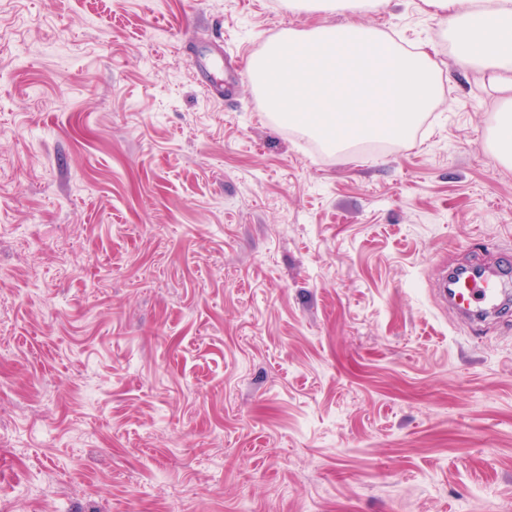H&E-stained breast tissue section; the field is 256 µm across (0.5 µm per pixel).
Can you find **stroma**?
I'll use <instances>...</instances> for the list:
<instances>
[{
    "instance_id": "1",
    "label": "stroma",
    "mask_w": 512,
    "mask_h": 512,
    "mask_svg": "<svg viewBox=\"0 0 512 512\" xmlns=\"http://www.w3.org/2000/svg\"><path fill=\"white\" fill-rule=\"evenodd\" d=\"M341 15L280 0H0V512H512L496 101L421 0L364 23L446 74L411 136L332 153L247 66ZM224 43L225 95L200 47ZM501 289L492 277H474L469 271L448 289L452 308L464 316L471 324L481 323L487 317L501 316Z\"/></svg>"
}]
</instances>
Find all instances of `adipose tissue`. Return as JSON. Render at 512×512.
Instances as JSON below:
<instances>
[{
  "label": "adipose tissue",
  "mask_w": 512,
  "mask_h": 512,
  "mask_svg": "<svg viewBox=\"0 0 512 512\" xmlns=\"http://www.w3.org/2000/svg\"><path fill=\"white\" fill-rule=\"evenodd\" d=\"M386 0H284L288 10L343 14L349 23L285 30L253 56L248 73L266 112L344 151L365 140L408 137L432 111L442 74L423 47H406L358 16ZM457 63L496 96L489 147L512 168V0H423Z\"/></svg>",
  "instance_id": "ef3b65f1"
}]
</instances>
